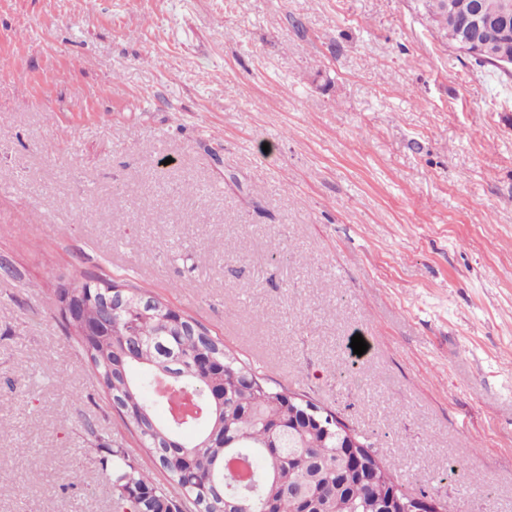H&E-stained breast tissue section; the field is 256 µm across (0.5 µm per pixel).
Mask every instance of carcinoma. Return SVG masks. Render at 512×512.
Masks as SVG:
<instances>
[{
	"mask_svg": "<svg viewBox=\"0 0 512 512\" xmlns=\"http://www.w3.org/2000/svg\"><path fill=\"white\" fill-rule=\"evenodd\" d=\"M417 9L446 45L458 48V27L448 22L446 3L465 18L474 4L488 17L499 15L503 0H415ZM128 306L112 316V326L98 336L77 335L78 343L97 368L100 382L126 407L141 450L161 456L163 470L177 488L155 482L126 448L107 449L103 465L111 467L117 512H225L234 501L236 512H292L289 490L315 495L310 512H373L379 496L412 494L397 479L404 466L399 455H380L360 437L362 477L342 483L349 460L337 448L336 415L318 414L319 423L297 428L288 423L289 391L266 385L225 345L224 340L190 317L182 325L172 314L144 316L139 302L144 291L128 287ZM209 357L206 368L201 355ZM145 374L137 379L132 369ZM224 392L223 408H212L200 419L178 425L173 411L159 420L155 402L171 405L174 396L190 393L203 407L207 391ZM204 425L195 442L180 448H158L162 437L175 440L181 429Z\"/></svg>",
	"mask_w": 512,
	"mask_h": 512,
	"instance_id": "carcinoma-1",
	"label": "carcinoma"
}]
</instances>
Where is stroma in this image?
I'll return each instance as SVG.
<instances>
[{
  "instance_id": "stroma-1",
  "label": "stroma",
  "mask_w": 512,
  "mask_h": 512,
  "mask_svg": "<svg viewBox=\"0 0 512 512\" xmlns=\"http://www.w3.org/2000/svg\"><path fill=\"white\" fill-rule=\"evenodd\" d=\"M93 276L443 512H512V77L412 0H0V512H115L102 451L135 441L55 302Z\"/></svg>"
}]
</instances>
